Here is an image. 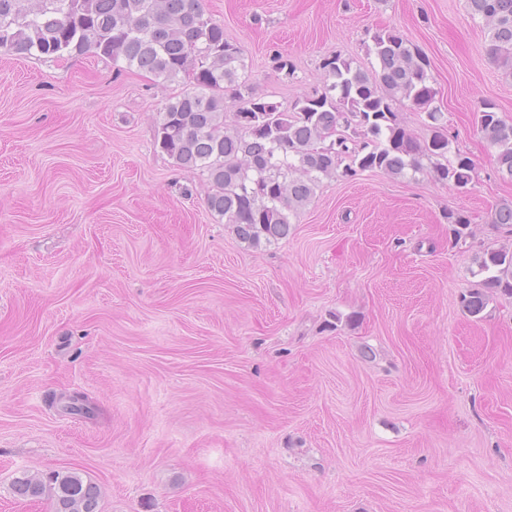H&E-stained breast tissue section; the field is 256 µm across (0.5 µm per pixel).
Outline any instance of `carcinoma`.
<instances>
[{
	"label": "carcinoma",
	"mask_w": 512,
	"mask_h": 512,
	"mask_svg": "<svg viewBox=\"0 0 512 512\" xmlns=\"http://www.w3.org/2000/svg\"><path fill=\"white\" fill-rule=\"evenodd\" d=\"M467 5L483 22L486 54L512 77V0ZM371 39L376 65L363 70L339 55L324 58L322 91L297 97L288 110L240 77L242 51L224 38V26L206 14L202 0H0V51L52 59L93 52L161 84L190 80L193 90L170 97L160 110L156 144L175 167L206 175L207 209L253 247L288 237L290 216L311 202L323 179L381 170L393 178L425 173L457 188L472 181L470 158H448L426 55L395 28ZM230 102L237 105L233 113ZM402 106L427 114L429 139L406 130ZM477 123L496 149L498 172L512 179V123L488 102ZM491 223L512 234V203L496 208ZM479 267L495 270L485 287L512 295V252H487ZM487 300L477 288L461 296V305L477 316ZM12 491L30 499L48 495L55 512H98V487L76 471L48 479L27 472Z\"/></svg>",
	"instance_id": "cac0c4a2"
}]
</instances>
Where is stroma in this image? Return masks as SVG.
Returning <instances> with one entry per match:
<instances>
[{"label":"stroma","instance_id":"1","mask_svg":"<svg viewBox=\"0 0 512 512\" xmlns=\"http://www.w3.org/2000/svg\"><path fill=\"white\" fill-rule=\"evenodd\" d=\"M206 8L285 108L325 57L370 68L371 35L399 30L473 179H326L253 247L155 144L190 82L0 51V512H54L11 484L70 469L98 512H512V296L460 305L477 259L512 252L490 224L512 181L476 124L486 101L512 122V78L481 20L466 0Z\"/></svg>","mask_w":512,"mask_h":512}]
</instances>
